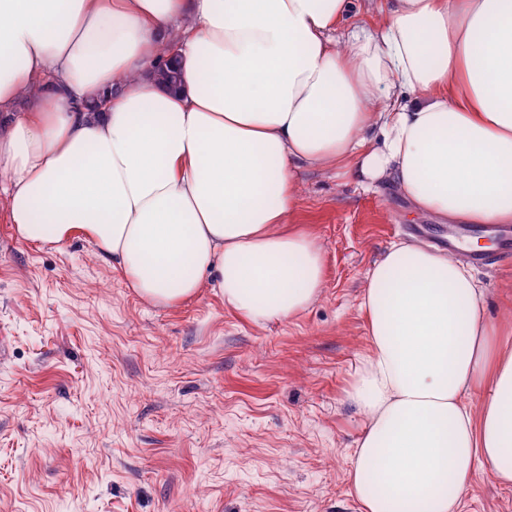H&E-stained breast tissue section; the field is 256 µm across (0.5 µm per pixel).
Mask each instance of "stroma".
Here are the masks:
<instances>
[{
    "label": "stroma",
    "instance_id": "obj_1",
    "mask_svg": "<svg viewBox=\"0 0 512 512\" xmlns=\"http://www.w3.org/2000/svg\"><path fill=\"white\" fill-rule=\"evenodd\" d=\"M292 221L326 258L318 301L254 325L214 287L142 301L80 235L20 239L0 219V512H360L350 457L366 419L345 389L367 350L365 275L448 218L391 185L298 174ZM512 329V259L474 268ZM459 512H512L476 477Z\"/></svg>",
    "mask_w": 512,
    "mask_h": 512
}]
</instances>
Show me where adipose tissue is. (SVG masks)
<instances>
[{
  "label": "adipose tissue",
  "mask_w": 512,
  "mask_h": 512,
  "mask_svg": "<svg viewBox=\"0 0 512 512\" xmlns=\"http://www.w3.org/2000/svg\"><path fill=\"white\" fill-rule=\"evenodd\" d=\"M0 0V210L28 242L83 234L135 292L215 284L256 324L304 311L324 251L289 227L298 173L394 184L424 213L512 224V0ZM174 54H165L166 46ZM174 61L178 88L157 82ZM455 256L368 270L361 512H455L512 487V350ZM480 411H472V399ZM458 512H512V488H502L481 474L461 500Z\"/></svg>",
  "instance_id": "ef3b65f1"
}]
</instances>
